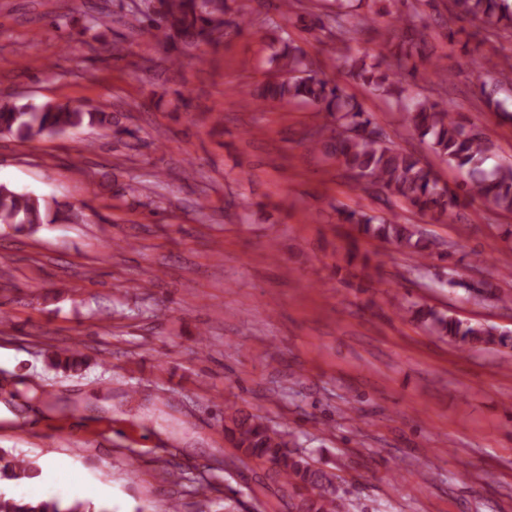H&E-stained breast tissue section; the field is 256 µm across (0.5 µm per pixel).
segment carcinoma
<instances>
[{
    "instance_id": "obj_1",
    "label": "carcinoma",
    "mask_w": 512,
    "mask_h": 512,
    "mask_svg": "<svg viewBox=\"0 0 512 512\" xmlns=\"http://www.w3.org/2000/svg\"><path fill=\"white\" fill-rule=\"evenodd\" d=\"M351 0H332L326 12H307L300 22L312 37L330 44L345 58L348 75L371 87L385 97L395 98L404 112L403 121L448 164L465 174L462 183L451 188L442 185L432 169L416 155L401 151L386 138L374 134L377 124L362 104L346 93L338 80L325 77L306 51L293 43L284 23L294 7L290 0H270L280 21L267 17L261 26L270 32L267 56L268 77L245 95L253 101L278 104L306 105L325 114L328 124L309 134L308 145L333 159L354 181L355 188L378 197H396L409 207L429 213L440 221L450 218L454 210L467 200L478 197L492 208L512 213V161L499 160L489 164L494 156L493 144L475 125L451 111L447 103L430 96L402 99L406 64L410 52L388 50L374 63L351 53V42L357 36L373 30L375 0H358L363 12L350 10ZM402 9L389 12L393 25L403 35L402 43L419 46L424 28L425 7L433 0H392ZM141 0V5L126 24L131 29L150 33L168 50L183 52L219 42L225 36L242 35L254 27L250 15L241 13L225 18V0ZM460 17L481 25L489 34L512 38V4L509 0H452ZM471 66H480L476 87L488 108L506 111L499 98V80L494 77L497 64L490 57L473 58ZM112 113L82 102H22L14 96H0V134L23 142L65 135L83 127L112 129ZM339 220L353 227L358 234L378 239L401 251L416 255L419 266L429 267L428 261L450 257L443 244L427 236L415 224L369 214L362 210H339ZM72 209L54 198H44L20 192L0 184V224L21 229L46 223H67ZM345 262L363 270L370 267L369 255L359 251L351 241ZM478 296L509 309L512 292L491 281L481 283ZM402 310L427 327L440 339L461 350L488 348L512 349V335L499 332L478 322L463 320L434 307L416 304ZM53 367L80 374L88 367V358L76 348H63L51 357ZM224 436L245 464L256 461L268 468L271 479L280 483L282 494L295 501L296 512H350V499L341 487L342 478L318 467L315 461L296 449L289 434L272 428L263 417L233 408L224 412ZM39 469L25 460H10L0 452V477L17 481L33 477ZM0 512H91L89 505L65 502L53 497L39 502H22L0 493Z\"/></svg>"
}]
</instances>
